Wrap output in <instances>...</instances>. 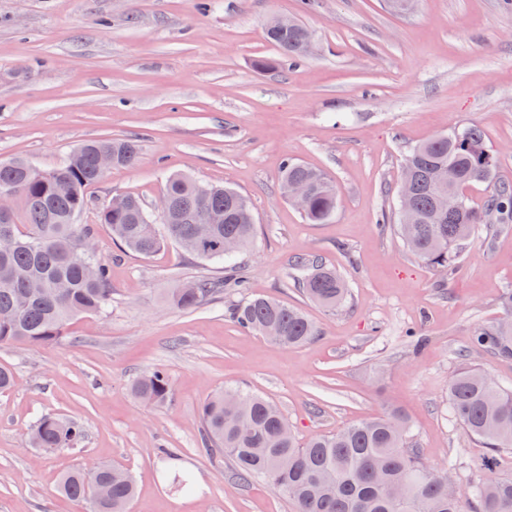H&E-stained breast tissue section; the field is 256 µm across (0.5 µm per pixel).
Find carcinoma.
<instances>
[{
	"mask_svg": "<svg viewBox=\"0 0 512 512\" xmlns=\"http://www.w3.org/2000/svg\"><path fill=\"white\" fill-rule=\"evenodd\" d=\"M309 30L295 20L266 38L280 50L279 58L259 59L260 69L296 64L308 55ZM112 154V166L132 167L140 158L138 141L114 138L81 144L63 162L43 170L26 159L0 161V189L23 203L25 224L13 221L16 241L0 244V344L26 341L33 346L57 344L67 337L70 321L104 311L112 301L109 265L85 252L93 234L89 224L76 223L87 206V189L104 173L97 156ZM301 182L310 192L300 213L311 224L326 222L336 209V185L329 176L300 162L287 161L282 184ZM410 186V218L395 213L396 231L403 244L426 264L448 273L458 268L464 243L495 224L512 223V183L497 178L483 129L457 127L411 148L402 162V179ZM490 185L484 208L474 209L466 195L469 186ZM454 194L459 207L438 211L441 193ZM162 197L169 203L168 220L156 224L134 195L110 200L98 220L112 231L125 250L149 256L175 242L198 259L224 262L253 244L255 225L249 199L227 185H208L182 174L167 177ZM204 209L211 217L208 238L194 220ZM235 249L225 254L224 239ZM295 282L313 302L334 309L348 288L336 270L317 258L299 257ZM224 291V281H188L171 294L172 304L193 310ZM502 317L472 332L469 350L448 383L450 420L465 428L489 454L472 474L469 486L448 495V469L435 471L415 448L406 414L392 407L349 425L336 434L296 438L288 419L272 401L240 390L226 389L201 405L203 450L233 462L237 478L257 476L284 494L296 512H512V476L493 474L495 455L512 448V388L500 385L471 361L474 352L512 359V288L499 298ZM244 330L283 347L308 343L319 335L316 325L298 308L284 302L247 295L232 309ZM131 394L146 406L164 405L171 381L162 370L136 376ZM85 438L83 427L58 416H44L34 426L30 442L48 451L74 449ZM111 464L65 472L58 491L82 502L87 512H127L135 486L128 472L110 475ZM108 485L104 498L94 484Z\"/></svg>",
	"mask_w": 512,
	"mask_h": 512,
	"instance_id": "cac0c4a2",
	"label": "carcinoma"
}]
</instances>
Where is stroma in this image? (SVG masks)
Returning a JSON list of instances; mask_svg holds the SVG:
<instances>
[{"instance_id":"35a3bbf8","label":"stroma","mask_w":512,"mask_h":512,"mask_svg":"<svg viewBox=\"0 0 512 512\" xmlns=\"http://www.w3.org/2000/svg\"><path fill=\"white\" fill-rule=\"evenodd\" d=\"M274 16L304 24L313 49L260 70L257 59L280 55L264 35ZM471 123L512 182V0H414L401 14L386 0H0V161L48 170L90 140L141 148L136 166L88 189L77 218L110 265L109 307L71 321L61 343L0 345L15 377L0 392V512H86L58 481L101 462L132 473L129 512H295L266 481L239 483L229 458L200 449L201 404L235 386L276 402L303 440L399 407L428 464L458 458L465 486L487 451L451 423L448 382L472 330L501 315L512 224L467 241L449 276L377 219L396 204L407 149ZM290 158L334 181L326 223H306L283 198ZM171 173L249 197V293L301 308L320 336L284 348L240 329L235 288L192 311L168 304L183 281L223 269L174 243L125 253L98 212L119 194L154 208ZM307 255L348 282L346 306L326 310L298 290L292 263ZM157 368L172 390L153 408L130 383ZM48 414L83 424L79 449L32 447ZM181 472L194 490L175 488Z\"/></svg>"}]
</instances>
